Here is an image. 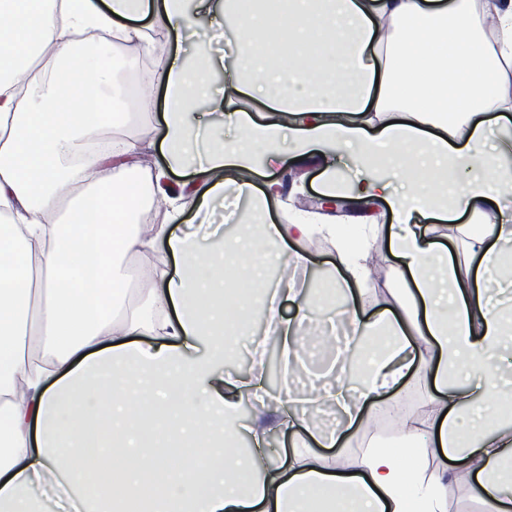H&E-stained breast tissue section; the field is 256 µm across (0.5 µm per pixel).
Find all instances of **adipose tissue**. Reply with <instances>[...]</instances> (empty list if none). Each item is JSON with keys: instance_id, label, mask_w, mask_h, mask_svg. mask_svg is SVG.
Segmentation results:
<instances>
[{"instance_id": "adipose-tissue-1", "label": "adipose tissue", "mask_w": 512, "mask_h": 512, "mask_svg": "<svg viewBox=\"0 0 512 512\" xmlns=\"http://www.w3.org/2000/svg\"><path fill=\"white\" fill-rule=\"evenodd\" d=\"M0 0V512H448L467 486L512 512V422L503 363L512 356V0ZM224 56L172 60L141 95L165 91L163 158L133 166L106 100L71 106L57 78L76 38L99 30L147 42L196 31L216 13ZM493 19L486 36L484 19ZM252 74H244L246 62ZM224 71L212 89L210 67ZM234 131L225 144L224 131ZM351 153L361 172L339 191L370 206L356 242L318 213L276 223L281 184L261 169ZM183 174L171 183L174 174ZM232 192L255 201L280 274L266 282L253 243L202 246L168 225L133 221L144 199L171 219L206 216ZM451 222L442 244L430 221ZM385 229L398 264L395 301L361 318L371 236ZM336 252L340 306L313 304L297 280L312 234ZM136 255L128 272L117 260ZM181 269L172 273L169 261ZM144 300L124 304L129 277ZM264 294L268 332L288 364L306 320L335 315L353 341L336 350L340 387L279 401L302 432L288 466L240 451L268 431L241 427L243 398L263 403V374L224 358ZM297 314L280 317L279 297ZM416 381L422 411L399 421L401 449L373 444L358 464L319 456ZM433 465H426L425 456ZM407 466H400V457Z\"/></svg>"}]
</instances>
